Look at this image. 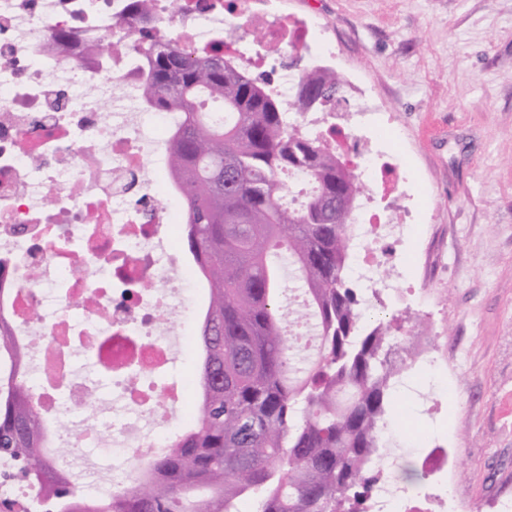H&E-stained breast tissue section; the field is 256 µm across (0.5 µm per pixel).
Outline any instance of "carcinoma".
I'll use <instances>...</instances> for the list:
<instances>
[{"instance_id": "obj_1", "label": "carcinoma", "mask_w": 512, "mask_h": 512, "mask_svg": "<svg viewBox=\"0 0 512 512\" xmlns=\"http://www.w3.org/2000/svg\"><path fill=\"white\" fill-rule=\"evenodd\" d=\"M141 96L179 112L168 174L186 209L187 246L207 283L204 360L192 424L97 512H364L390 409L392 321L363 320L349 279V224L363 188L324 136L296 116L342 97L343 83L313 67L281 109L266 82L219 49L197 53L154 33L150 0H127ZM312 186L284 206V177ZM304 289L319 327L298 368L282 312L285 270ZM28 353L0 323V512H83L59 468L22 364Z\"/></svg>"}]
</instances>
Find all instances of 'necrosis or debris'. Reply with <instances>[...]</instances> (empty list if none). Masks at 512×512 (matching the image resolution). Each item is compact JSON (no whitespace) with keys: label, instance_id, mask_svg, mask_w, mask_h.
Returning a JSON list of instances; mask_svg holds the SVG:
<instances>
[{"label":"necrosis or debris","instance_id":"4bbe7bcc","mask_svg":"<svg viewBox=\"0 0 512 512\" xmlns=\"http://www.w3.org/2000/svg\"><path fill=\"white\" fill-rule=\"evenodd\" d=\"M125 0H0V313L18 340L36 351L33 374L46 384L39 409L55 410L49 386L65 388L74 409L94 402L79 422L75 448L127 449L130 481L140 461L172 446L166 403L184 392L150 382L171 361L164 338L180 312L172 274L183 262L170 248L169 206L148 174L166 165L177 112H147L132 76ZM161 33L198 51L239 50L229 31L250 0H153ZM265 45L306 46L309 19L261 21ZM104 39L102 63L80 60L56 31ZM357 214L360 264L374 293L398 291L404 275L378 273L377 251L409 230ZM83 267L84 276L74 273ZM38 320H30L31 309ZM401 449L385 447L368 512H443L440 493L410 491L392 479Z\"/></svg>","mask_w":512,"mask_h":512}]
</instances>
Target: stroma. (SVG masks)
Masks as SVG:
<instances>
[{
	"label": "stroma",
	"mask_w": 512,
	"mask_h": 512,
	"mask_svg": "<svg viewBox=\"0 0 512 512\" xmlns=\"http://www.w3.org/2000/svg\"><path fill=\"white\" fill-rule=\"evenodd\" d=\"M269 20L311 18L312 46L300 65L325 66L346 99L368 90L397 138L372 206L411 210L414 232L396 243L408 292L384 298L399 331L424 333L444 365L418 392L397 396L394 436L423 471L414 429L448 451V473H425L454 512H496L512 499V0H257ZM243 54H266L277 91L291 53L267 52L239 26ZM198 318L182 320L168 382L198 377L203 361ZM443 406L427 421L433 399ZM75 477L98 472L111 482L115 448H88L79 460L56 446Z\"/></svg>",
	"instance_id": "1"
}]
</instances>
